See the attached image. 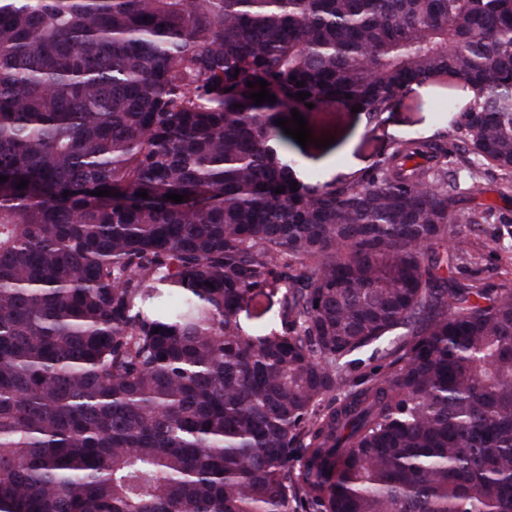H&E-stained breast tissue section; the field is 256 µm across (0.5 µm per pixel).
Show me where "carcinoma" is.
<instances>
[{
	"label": "carcinoma",
	"mask_w": 512,
	"mask_h": 512,
	"mask_svg": "<svg viewBox=\"0 0 512 512\" xmlns=\"http://www.w3.org/2000/svg\"><path fill=\"white\" fill-rule=\"evenodd\" d=\"M442 78L451 131L359 176L270 145ZM456 158L512 192V0H0V512H512V289L440 250L495 220Z\"/></svg>",
	"instance_id": "cac0c4a2"
}]
</instances>
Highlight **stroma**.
Here are the masks:
<instances>
[{
	"mask_svg": "<svg viewBox=\"0 0 512 512\" xmlns=\"http://www.w3.org/2000/svg\"><path fill=\"white\" fill-rule=\"evenodd\" d=\"M467 89L448 81L413 85L379 126L368 125L363 113L351 106H324L311 112L308 126L314 143L301 146L296 140L274 141L275 149H287L297 158L310 182L324 183L369 170L386 152L392 140L419 135L433 137L450 126L453 109L463 108ZM328 148H319V141ZM498 172H485L471 181L466 172L457 178V208L492 206L497 220L492 224H459L460 236L475 252L476 262L462 271L463 278H476L492 288H512V194L498 191Z\"/></svg>",
	"mask_w": 512,
	"mask_h": 512,
	"instance_id": "obj_1",
	"label": "stroma"
}]
</instances>
